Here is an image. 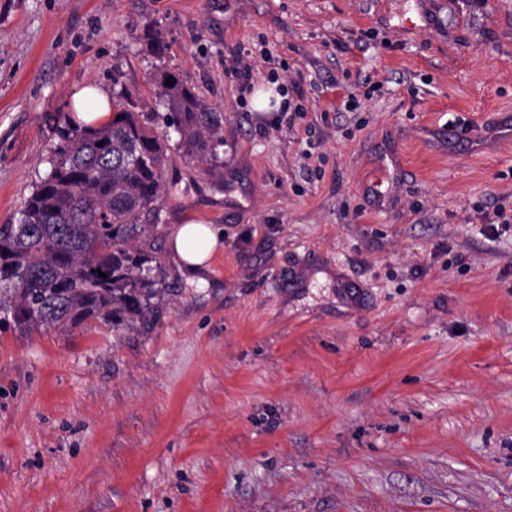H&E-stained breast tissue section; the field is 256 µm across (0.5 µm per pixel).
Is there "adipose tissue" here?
<instances>
[{"label": "adipose tissue", "instance_id": "adipose-tissue-1", "mask_svg": "<svg viewBox=\"0 0 512 512\" xmlns=\"http://www.w3.org/2000/svg\"><path fill=\"white\" fill-rule=\"evenodd\" d=\"M77 122L99 125L112 117L109 94L99 86H85L71 95ZM173 246L190 282L207 286L208 262L222 243V232L209 224L191 222L179 225L173 234Z\"/></svg>", "mask_w": 512, "mask_h": 512}]
</instances>
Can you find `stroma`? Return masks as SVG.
Here are the masks:
<instances>
[{
  "label": "stroma",
  "mask_w": 512,
  "mask_h": 512,
  "mask_svg": "<svg viewBox=\"0 0 512 512\" xmlns=\"http://www.w3.org/2000/svg\"><path fill=\"white\" fill-rule=\"evenodd\" d=\"M429 2L0 0V224L83 86L224 115L170 156L149 330L0 328V512H512V0ZM165 74L159 81L157 94L169 111L166 124L174 127L178 134L177 150L189 158L209 156L217 161V147L224 142L221 113L203 104L198 95L175 76ZM167 79L173 80V84L167 86ZM222 230L212 226L190 222L180 224L172 233L176 255L183 262L182 267L189 275V281L198 286L208 285V260L222 243Z\"/></svg>",
  "instance_id": "stroma-1"
}]
</instances>
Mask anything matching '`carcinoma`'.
I'll use <instances>...</instances> for the list:
<instances>
[{
	"instance_id": "obj_1",
	"label": "carcinoma",
	"mask_w": 512,
	"mask_h": 512,
	"mask_svg": "<svg viewBox=\"0 0 512 512\" xmlns=\"http://www.w3.org/2000/svg\"><path fill=\"white\" fill-rule=\"evenodd\" d=\"M173 84H167V80ZM157 94L189 158L217 160L223 118L175 76ZM157 113L112 103L99 126L65 119L56 126L49 171L33 186L17 222L0 224V312L19 329L98 322L116 332L144 331L161 289L155 259L137 242L158 213L168 135ZM105 273L101 277L98 272Z\"/></svg>"
}]
</instances>
